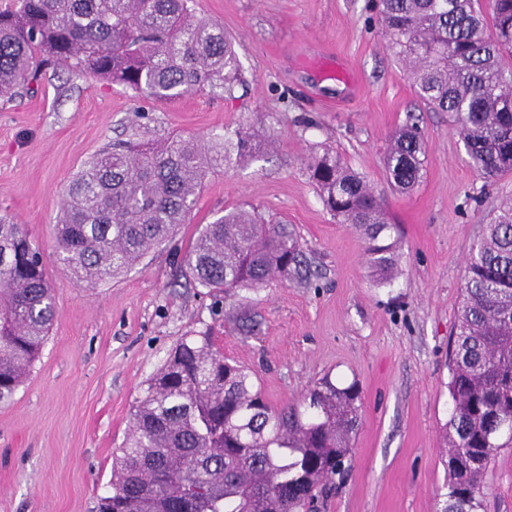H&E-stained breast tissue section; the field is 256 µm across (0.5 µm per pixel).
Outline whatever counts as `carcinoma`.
<instances>
[{
  "label": "carcinoma",
  "mask_w": 512,
  "mask_h": 512,
  "mask_svg": "<svg viewBox=\"0 0 512 512\" xmlns=\"http://www.w3.org/2000/svg\"><path fill=\"white\" fill-rule=\"evenodd\" d=\"M478 4L378 0L381 30L418 97L450 115L468 164L494 179L512 171V0ZM39 57L156 101L230 94L239 82L231 40L197 14L196 0H17L0 11V100L29 86ZM259 150L257 133L239 127L206 146L175 137L94 155L63 193L58 260L89 285L130 269L189 221L210 172ZM424 156L417 126L394 132L384 164L396 190L420 182ZM308 172L325 207L363 236L371 273L386 279L396 226L383 200L330 149L311 157ZM301 262L288 225L245 208L205 225L184 257L189 281L213 295L286 281ZM55 291L40 248L1 216L0 402L41 355ZM449 375L440 512H482L498 440L512 438V208L490 218L469 250ZM361 408L357 383L328 376L300 403L274 407L209 337L183 336L133 406L98 512H306L350 468Z\"/></svg>",
  "instance_id": "cac0c4a2"
}]
</instances>
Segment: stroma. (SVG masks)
Segmentation results:
<instances>
[{
  "label": "stroma",
  "mask_w": 512,
  "mask_h": 512,
  "mask_svg": "<svg viewBox=\"0 0 512 512\" xmlns=\"http://www.w3.org/2000/svg\"><path fill=\"white\" fill-rule=\"evenodd\" d=\"M375 0H197L234 42L233 93L167 101L59 66L0 103V216L44 252L56 318L24 383L0 403V512H96L146 380L184 336H211L255 373L277 407L323 376L358 383L361 425L351 467L320 512H437L446 481L442 427L451 409L448 342L465 258L485 219L512 207V173L476 175L447 113L417 97L383 37ZM417 123L421 182L392 190V133ZM240 127L269 146L212 171L190 223L121 276L72 284L54 255L61 194L90 157L118 140L208 142ZM332 149L365 177L399 227L395 276H371L359 231L323 206L307 165ZM256 207L291 224L305 281L271 280L215 298L180 264L224 211ZM485 512H512V442L488 475Z\"/></svg>",
  "instance_id": "35a3bbf8"
}]
</instances>
